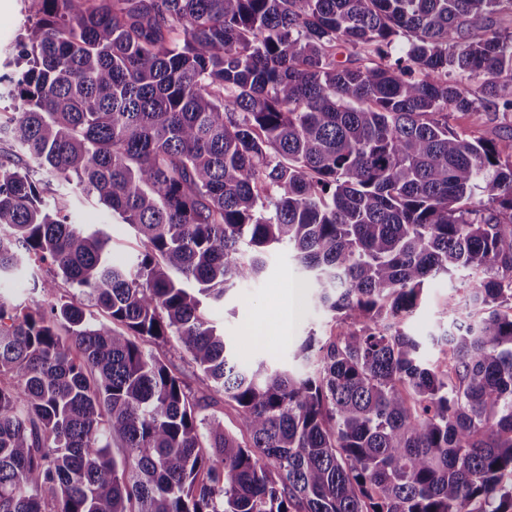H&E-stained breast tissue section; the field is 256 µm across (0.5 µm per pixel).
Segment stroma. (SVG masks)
I'll return each instance as SVG.
<instances>
[{
  "instance_id": "35a3bbf8",
  "label": "stroma",
  "mask_w": 512,
  "mask_h": 512,
  "mask_svg": "<svg viewBox=\"0 0 512 512\" xmlns=\"http://www.w3.org/2000/svg\"><path fill=\"white\" fill-rule=\"evenodd\" d=\"M73 221L106 233L114 261L134 263L137 246L133 230L113 218L106 208L93 201L79 202ZM265 261L259 277L238 283L224 301L208 307L207 316L223 327L226 340L240 359L251 361L259 355L268 366L279 367L293 363L306 336L329 335L334 324L330 315L316 305L310 277L290 250L266 253ZM473 277V272L463 271L450 278L436 277L427 285L423 303L406 324L407 332L421 344L423 360L438 357L439 349L432 336L456 317L455 312L445 311V301L451 296L463 298L461 283ZM287 296L293 300V314L288 337L282 340L271 335L270 330L277 323L282 300Z\"/></svg>"
}]
</instances>
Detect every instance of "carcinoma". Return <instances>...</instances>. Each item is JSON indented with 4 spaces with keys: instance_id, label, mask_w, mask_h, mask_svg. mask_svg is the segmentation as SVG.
<instances>
[{
    "instance_id": "carcinoma-1",
    "label": "carcinoma",
    "mask_w": 512,
    "mask_h": 512,
    "mask_svg": "<svg viewBox=\"0 0 512 512\" xmlns=\"http://www.w3.org/2000/svg\"><path fill=\"white\" fill-rule=\"evenodd\" d=\"M27 10L0 77V279L45 299L0 296V512H512V136L476 135L512 114V26L480 24L512 0ZM53 181L134 230L136 270ZM278 246L336 324L304 375L238 363L205 314ZM465 270L429 366L404 325ZM58 276L97 312L51 300ZM217 395L245 441L200 416ZM150 348L160 354L171 370L181 374L191 385L195 386L197 384V376L200 375V372L193 366L187 355L172 348L170 345L160 347L152 345Z\"/></svg>"
}]
</instances>
